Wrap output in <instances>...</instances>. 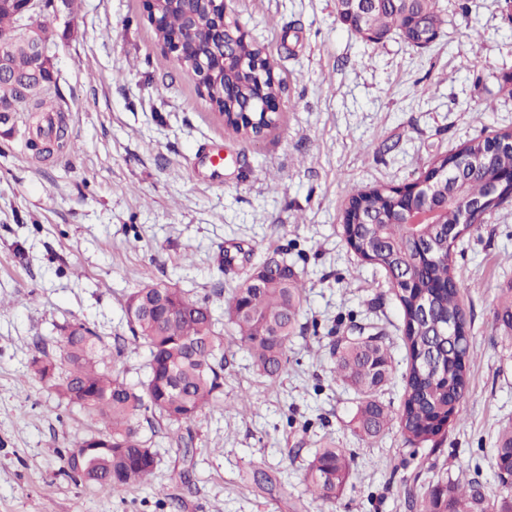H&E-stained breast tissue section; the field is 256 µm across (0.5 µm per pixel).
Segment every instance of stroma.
Listing matches in <instances>:
<instances>
[{"instance_id":"stroma-1","label":"stroma","mask_w":512,"mask_h":512,"mask_svg":"<svg viewBox=\"0 0 512 512\" xmlns=\"http://www.w3.org/2000/svg\"><path fill=\"white\" fill-rule=\"evenodd\" d=\"M444 24L423 50L398 36L373 45L336 18V0H227V12L273 60L279 121L261 138L233 135L192 73L166 54L145 0H72L53 22L49 97L68 146L42 158L23 131L0 136V512H419L437 481L476 485L485 504L512 496L495 465L512 427V339L496 311L512 288V199L452 252L475 363L463 422L437 443L409 445L397 426L372 439L351 425L356 394L329 348L366 322L383 328L394 376L380 394L397 410L406 351L385 271L348 245L352 188L402 185L440 154L512 130V8L506 0H438ZM224 167L212 172L209 158ZM304 283L287 371L259 375L224 314L233 288L267 256ZM149 283L188 291L224 329V394L181 429L149 418L140 433L159 464L120 492L77 483L63 456L104 424L31 376L37 343L54 348L84 323L135 383L149 353L123 346L128 294ZM246 411H232L239 396ZM334 442L353 458L332 502L304 480ZM275 477L266 493L254 470Z\"/></svg>"}]
</instances>
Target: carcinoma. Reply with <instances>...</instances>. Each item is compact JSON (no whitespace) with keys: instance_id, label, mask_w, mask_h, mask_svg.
Here are the masks:
<instances>
[{"instance_id":"obj_1","label":"carcinoma","mask_w":512,"mask_h":512,"mask_svg":"<svg viewBox=\"0 0 512 512\" xmlns=\"http://www.w3.org/2000/svg\"><path fill=\"white\" fill-rule=\"evenodd\" d=\"M165 28L156 30L163 42L168 35L182 30L185 8L193 17L195 55H208L218 49L213 30L214 14L202 4L187 5L181 0H164ZM355 36L366 43L396 35L409 46L419 49L421 41L437 39L443 19L437 0H377L365 10L343 22ZM238 58L253 60L267 56L265 49L249 39L237 43ZM32 61L19 49L13 57L19 77L29 75ZM179 65L197 80L201 96L224 116L225 126L238 136L258 138L272 128L277 116L253 115L249 126L240 110L257 95V77L251 70H234L215 80L201 77L192 58ZM52 77L29 94L12 83L0 82V100L16 103V111L30 113L27 144L38 152L51 153V143L66 147L62 126L45 122L39 113L47 111L46 90ZM476 166L466 179L451 183L442 176L434 183L439 200H448V210L438 220L456 221L454 199L478 198L486 193L489 180L501 169L512 168V147L486 153L482 140L466 143ZM392 186L379 184L354 191L348 203L365 201L372 213L345 210L343 221L356 219L353 234L361 240L355 252L367 263L386 272L405 267L413 271L420 286L434 295L431 317L413 321L412 298L403 289L392 286L403 319L402 341L407 352L403 375L404 390L397 413L392 414L378 394L393 373L391 354L383 337L364 334L346 337L334 344L330 355L335 361L337 379L358 396L353 421L359 435L374 438L391 422H396L406 442L419 446L434 443L440 436L435 425L439 419L451 424L463 421V402L469 390V366L473 359L470 343L451 346L438 334L437 323L452 313L464 316L459 288L448 259L445 241L436 224L384 223ZM429 241L438 256L434 261L417 259L414 238ZM303 285L283 258L270 257L255 267L234 288L226 315L238 343L250 354L256 370L267 377L280 376L288 366V345L294 337L301 306ZM124 312L131 333L130 343L144 345L149 352L146 380L130 383L107 370L109 354L101 337L83 324L68 326L59 339V355L52 356L44 347L30 363V373L47 384L68 404L78 407L91 418L105 421L104 434H92L73 444L88 448L97 442L112 443V453L76 461L64 456L67 475L121 491L144 485L153 475L157 455L139 434L140 418L145 413L179 427L194 422L208 407L215 405L224 388V336L217 331L209 307L195 297L162 284H147L129 294ZM496 466L503 483L512 479V430L504 432L496 448ZM352 476L351 458L343 448L329 442L317 449L305 468V481L311 495L331 501L343 494ZM479 492L470 485L439 481L430 490L420 512H473L480 505Z\"/></svg>"}]
</instances>
